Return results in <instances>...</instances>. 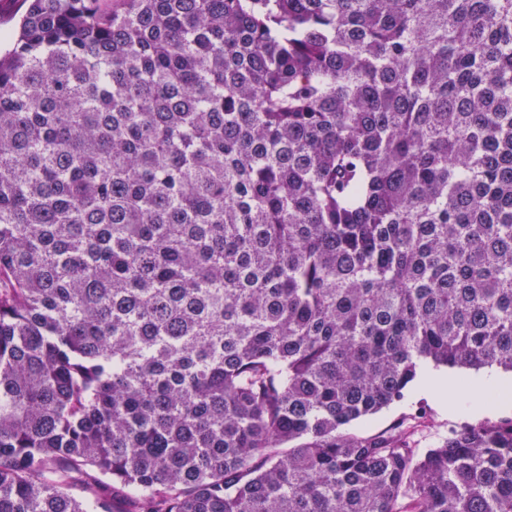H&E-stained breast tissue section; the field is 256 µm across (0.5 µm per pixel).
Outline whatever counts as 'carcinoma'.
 Segmentation results:
<instances>
[{"label": "carcinoma", "mask_w": 512, "mask_h": 512, "mask_svg": "<svg viewBox=\"0 0 512 512\" xmlns=\"http://www.w3.org/2000/svg\"><path fill=\"white\" fill-rule=\"evenodd\" d=\"M24 2L0 512H512V418L347 431L512 371V0ZM420 408L426 410L428 418L433 423L432 428H416L415 440L419 448H431L438 440L448 435L451 429L459 430L465 425L481 422H496L504 418L512 417V404L506 408L497 407L494 412L482 415H461L441 404L439 399L432 394L417 393L412 386L409 387L406 398L382 409L369 418L355 422L356 430L363 435L378 434L388 429L396 421L411 417Z\"/></svg>", "instance_id": "cac0c4a2"}]
</instances>
